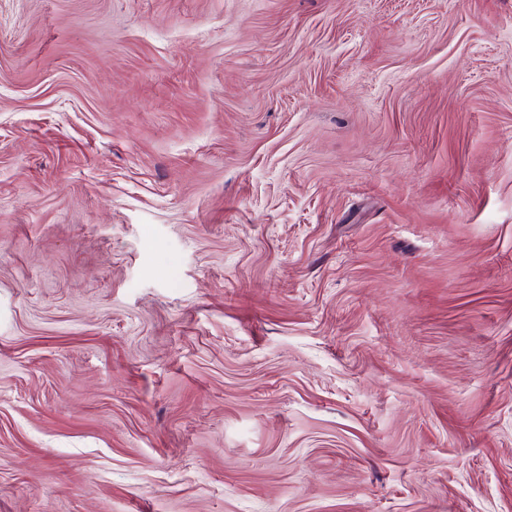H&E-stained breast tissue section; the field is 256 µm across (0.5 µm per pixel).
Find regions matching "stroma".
<instances>
[{
    "instance_id": "obj_1",
    "label": "stroma",
    "mask_w": 512,
    "mask_h": 512,
    "mask_svg": "<svg viewBox=\"0 0 512 512\" xmlns=\"http://www.w3.org/2000/svg\"><path fill=\"white\" fill-rule=\"evenodd\" d=\"M0 512H512V0H0Z\"/></svg>"
}]
</instances>
